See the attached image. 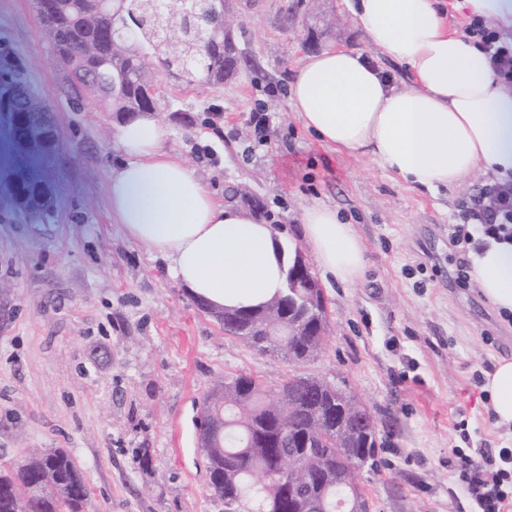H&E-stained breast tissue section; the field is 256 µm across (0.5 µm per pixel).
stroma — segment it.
I'll use <instances>...</instances> for the list:
<instances>
[{"label": "stroma", "instance_id": "stroma-1", "mask_svg": "<svg viewBox=\"0 0 512 512\" xmlns=\"http://www.w3.org/2000/svg\"><path fill=\"white\" fill-rule=\"evenodd\" d=\"M232 14L247 64L224 85L151 71L172 154L217 193L247 188L295 243L304 205L334 207L365 246L362 280L323 285L329 327L314 361L297 366L225 335L112 221L120 118L73 104L32 0H0V42L51 106L60 143L51 223L23 222L0 197V467L18 469L26 448H62L90 489L84 512H224L196 444L200 396L227 374L272 386L302 372L345 386L375 416L374 462L358 475L369 512H470L452 448H512V428L496 425L473 379L512 359V322L476 284L459 286L448 244L459 201L486 178L417 189L304 130L286 80L305 56L344 47L405 78L347 0H233Z\"/></svg>", "mask_w": 512, "mask_h": 512}]
</instances>
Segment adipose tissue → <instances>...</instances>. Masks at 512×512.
I'll use <instances>...</instances> for the list:
<instances>
[{"label": "adipose tissue", "instance_id": "adipose-tissue-1", "mask_svg": "<svg viewBox=\"0 0 512 512\" xmlns=\"http://www.w3.org/2000/svg\"><path fill=\"white\" fill-rule=\"evenodd\" d=\"M369 41L405 65L396 84L361 52L328 47L303 58L289 86L291 108L324 148L373 160L420 189L480 173L512 177V85L488 54L448 25V0H348ZM171 131L139 114L119 126L125 155L108 185L112 219L162 259L170 276L217 309H257L283 287L287 237L252 210L219 199L169 149ZM303 240L326 282L361 280L365 247L353 225L314 201L301 213ZM484 297L512 313V242L470 253ZM497 425L512 426V360L485 374Z\"/></svg>", "mask_w": 512, "mask_h": 512}]
</instances>
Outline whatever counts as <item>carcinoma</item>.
Segmentation results:
<instances>
[{
    "mask_svg": "<svg viewBox=\"0 0 512 512\" xmlns=\"http://www.w3.org/2000/svg\"><path fill=\"white\" fill-rule=\"evenodd\" d=\"M34 7L62 73V84L77 101L96 100L121 119L156 111L149 98L150 67L158 64L183 72L193 84L205 76L212 86L224 84L233 72L224 57L200 64L201 40L184 37L180 19L154 16L151 0H112L104 10L98 0H48L49 10ZM195 12L211 18L203 36L224 39L219 0H193ZM139 28V41L120 35ZM5 90L21 86L22 98L11 97L0 111V127L23 165L4 180V195L29 224L50 222L57 205L58 186L46 174L57 154L56 127L43 121V98L29 82L24 64L12 48L0 52ZM302 289L283 291L259 310H236L237 324L223 327L260 353L307 363L321 351L328 329L326 304L309 313L299 304ZM296 326L295 336H246V323H263L268 310ZM207 422L224 424L223 436L203 449L208 487L224 500V512H303L312 500L323 512H336L347 496L358 497L361 512L367 501L358 482L359 470L373 459L375 430L364 426L344 432L320 420L330 409L345 415L367 412L358 397L312 375H292L275 388L244 373L227 375L206 394ZM24 464L13 475L0 474V512H82L89 489L76 461L63 450L27 448ZM35 485L38 493H28Z\"/></svg>",
    "mask_w": 512,
    "mask_h": 512,
    "instance_id": "1",
    "label": "carcinoma"
}]
</instances>
